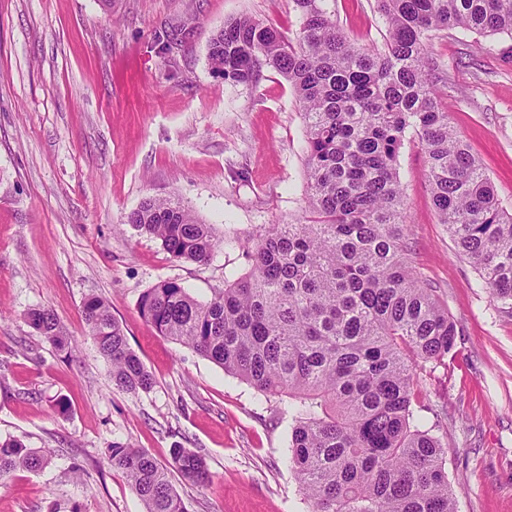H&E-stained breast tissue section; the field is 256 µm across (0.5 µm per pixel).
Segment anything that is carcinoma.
<instances>
[{"label":"carcinoma","instance_id":"carcinoma-1","mask_svg":"<svg viewBox=\"0 0 512 512\" xmlns=\"http://www.w3.org/2000/svg\"><path fill=\"white\" fill-rule=\"evenodd\" d=\"M302 23L292 37L251 16L228 20L211 39L213 74L251 83L262 69L293 87L306 120L304 164L311 219L272 224L252 252L251 271L200 302L176 281L143 292L141 316L263 395L288 398V464L312 512H457L446 449L416 402V367L454 345L448 309L408 266L397 159L418 137L438 221L456 253L477 270L497 309L512 317V214L441 104L432 32L512 36V0H376L382 48L360 46L334 20L331 0H292ZM127 223L159 239L176 260L207 262L211 225L171 198H146ZM88 335L115 385L147 391L154 381L110 306L83 302ZM26 319L55 350L72 356L56 314ZM145 512H185L168 469L147 451L107 449ZM47 452L0 440V478L37 471ZM171 466L208 480L202 457L175 448Z\"/></svg>","mask_w":512,"mask_h":512}]
</instances>
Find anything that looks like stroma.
Masks as SVG:
<instances>
[{"mask_svg":"<svg viewBox=\"0 0 512 512\" xmlns=\"http://www.w3.org/2000/svg\"><path fill=\"white\" fill-rule=\"evenodd\" d=\"M332 7L355 42L381 43L376 0ZM241 15L285 32L300 26L291 0H112L108 12L100 0H0V437L54 451L42 470L0 482V512H145L107 461L115 443L164 465L173 449L198 452L205 484L169 472L186 512L312 510L286 463L281 396L159 335L137 307L168 280L210 300L226 273L250 271L264 226L307 216L305 123L292 86L272 69L237 84L208 65L212 35ZM173 28L177 44L161 51L157 34ZM431 54L452 126L512 212V37L442 31ZM398 170L408 262L456 325L452 350L418 371L416 392L448 445L458 512H512V318L439 224L417 138L407 137ZM165 195L212 225L221 245L207 263L175 260L127 224L144 199ZM90 294L108 301L154 379L150 391L113 383L86 333ZM38 307L59 318L73 360L26 322Z\"/></svg>","mask_w":512,"mask_h":512,"instance_id":"obj_1","label":"stroma"}]
</instances>
